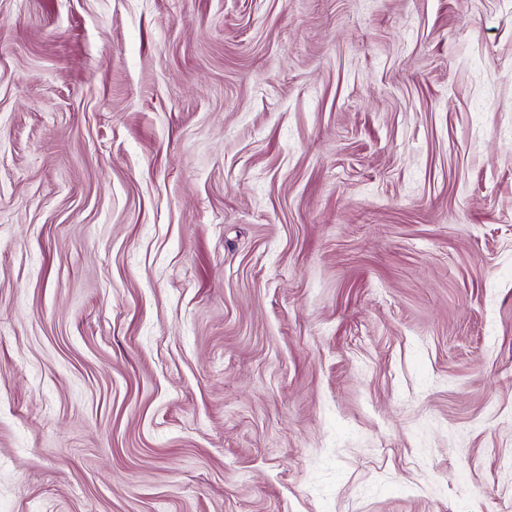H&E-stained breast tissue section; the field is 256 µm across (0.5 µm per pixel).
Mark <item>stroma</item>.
Returning <instances> with one entry per match:
<instances>
[{
    "label": "stroma",
    "instance_id": "obj_1",
    "mask_svg": "<svg viewBox=\"0 0 512 512\" xmlns=\"http://www.w3.org/2000/svg\"><path fill=\"white\" fill-rule=\"evenodd\" d=\"M0 512H512V0H0Z\"/></svg>",
    "mask_w": 512,
    "mask_h": 512
}]
</instances>
